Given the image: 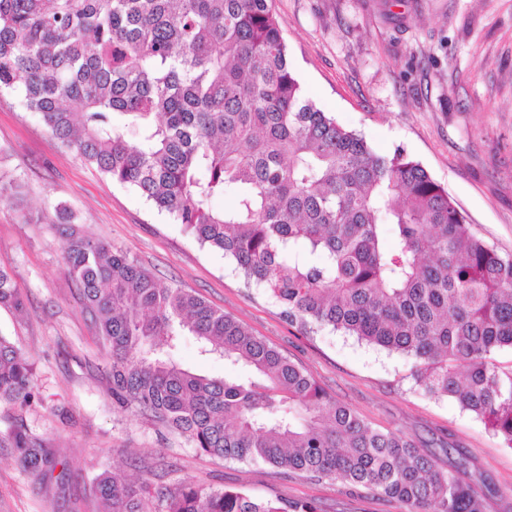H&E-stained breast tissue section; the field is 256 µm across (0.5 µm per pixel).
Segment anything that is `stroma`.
<instances>
[{
    "mask_svg": "<svg viewBox=\"0 0 512 512\" xmlns=\"http://www.w3.org/2000/svg\"><path fill=\"white\" fill-rule=\"evenodd\" d=\"M273 9L305 96L376 152L420 163L478 236L512 254V0H273ZM0 178L23 185L20 200L0 205V267L26 298L22 313L0 309V334L33 364L39 392L19 414L68 462L63 477L38 480L0 447V512H102L93 479L113 467L156 488L226 487L308 500L321 512H401L339 480L198 454L162 425L114 407L107 353L64 269L61 202L85 234L246 325L372 427L402 431L444 466L466 458L498 490L487 512H512V450L455 401L415 390L410 362L339 333L303 334L222 252L61 146L6 92Z\"/></svg>",
    "mask_w": 512,
    "mask_h": 512,
    "instance_id": "obj_1",
    "label": "stroma"
}]
</instances>
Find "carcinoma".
Wrapping results in <instances>:
<instances>
[{
  "instance_id": "cac0c4a2",
  "label": "carcinoma",
  "mask_w": 512,
  "mask_h": 512,
  "mask_svg": "<svg viewBox=\"0 0 512 512\" xmlns=\"http://www.w3.org/2000/svg\"><path fill=\"white\" fill-rule=\"evenodd\" d=\"M113 182L224 253L306 334L329 328L413 364L414 387L452 399L512 450V254L502 255L417 162L374 151L304 95L272 0H0V91ZM233 190L235 204L217 210ZM21 194L0 179V202ZM65 271L109 356L112 402L200 454L340 479L403 512H487L498 490L380 431L262 338L163 286L57 207ZM390 232L394 246L385 245ZM24 306L0 267V308ZM246 370L209 376L175 358L185 337ZM37 397L33 365L0 335V405ZM0 445L46 477L67 463L17 415ZM109 512H318L240 489L165 491L104 470Z\"/></svg>"
}]
</instances>
